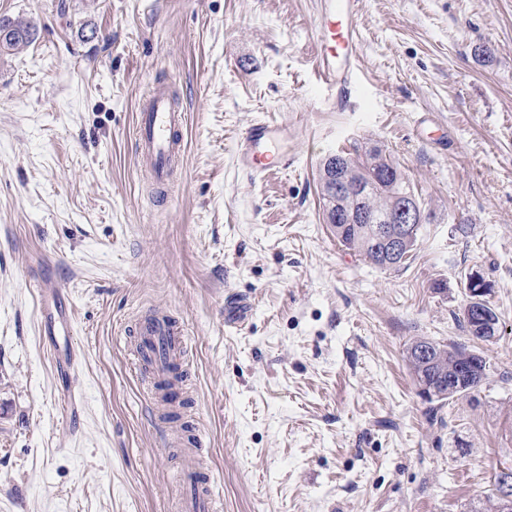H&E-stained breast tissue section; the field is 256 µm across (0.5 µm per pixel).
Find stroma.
Masks as SVG:
<instances>
[{"label": "stroma", "mask_w": 512, "mask_h": 512, "mask_svg": "<svg viewBox=\"0 0 512 512\" xmlns=\"http://www.w3.org/2000/svg\"><path fill=\"white\" fill-rule=\"evenodd\" d=\"M316 0H0L37 24L0 54V512H172L179 449L120 327H184L179 425L222 512H472L512 468V0H360L356 105L315 69ZM187 124L182 171L153 188L133 131L154 85ZM288 128V170L236 160L253 122ZM448 142L429 137L435 124ZM377 146L427 210L411 258L375 268L324 220L320 167ZM500 332L470 341L469 274ZM48 277L81 352L78 423L39 334ZM251 303L239 327L224 303ZM418 336L471 344L474 399L427 403Z\"/></svg>", "instance_id": "stroma-1"}]
</instances>
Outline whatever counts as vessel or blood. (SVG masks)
I'll list each match as a JSON object with an SVG mask.
<instances>
[{"label":"vessel or blood","instance_id":"1","mask_svg":"<svg viewBox=\"0 0 512 512\" xmlns=\"http://www.w3.org/2000/svg\"><path fill=\"white\" fill-rule=\"evenodd\" d=\"M315 32V62L320 79L329 91L345 96L353 82L358 56L356 0H321ZM186 123L185 113L175 109L165 90L150 91L138 114L135 144L139 163L155 181H170L183 152L182 130ZM287 142L288 134L282 126L252 124L241 138L238 163L256 176L287 170ZM50 295V289L39 291L44 333L70 336L71 319L54 316L48 305ZM132 348L142 376L170 381L172 391H183L189 380L183 371L188 344L183 327L175 319L156 314L145 316L136 326ZM184 456L187 463L174 512H220V503L197 463L198 448L186 449Z\"/></svg>","mask_w":512,"mask_h":512}]
</instances>
